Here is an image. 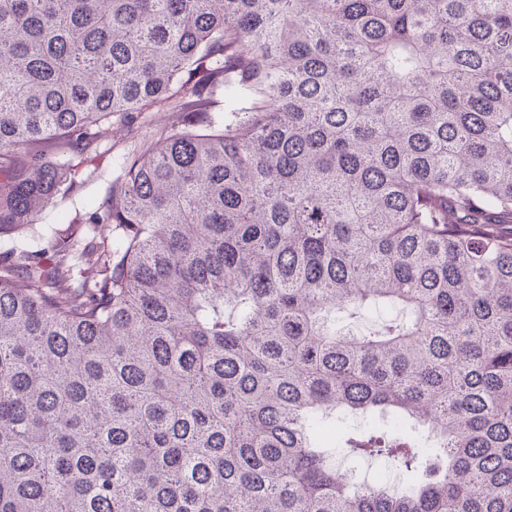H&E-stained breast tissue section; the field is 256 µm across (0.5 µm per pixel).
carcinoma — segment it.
Listing matches in <instances>:
<instances>
[{"mask_svg": "<svg viewBox=\"0 0 512 512\" xmlns=\"http://www.w3.org/2000/svg\"><path fill=\"white\" fill-rule=\"evenodd\" d=\"M0 512H512V0H0ZM174 120L168 106L144 112L134 128L114 127L105 133L93 147L92 162L79 164L77 185L57 199V210L69 219L85 217L93 200L102 198L115 175L113 159L117 155L135 152L143 142L155 141L163 127ZM387 317L388 311L378 310L361 316L356 315V317L353 318L343 317L340 320V324L351 323V325H353L356 329H359L363 332H368L378 329ZM336 467L355 469L358 476L370 472L373 477L378 473L392 486L406 485L408 476L393 461L385 458H351L344 448H336Z\"/></svg>", "mask_w": 512, "mask_h": 512, "instance_id": "obj_1", "label": "carcinoma"}]
</instances>
